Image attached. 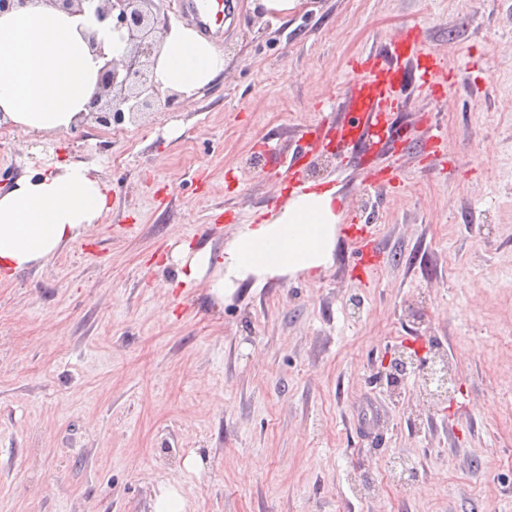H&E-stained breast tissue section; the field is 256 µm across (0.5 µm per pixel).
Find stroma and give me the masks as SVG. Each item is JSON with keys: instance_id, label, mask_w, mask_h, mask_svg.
I'll use <instances>...</instances> for the list:
<instances>
[{"instance_id": "obj_1", "label": "stroma", "mask_w": 512, "mask_h": 512, "mask_svg": "<svg viewBox=\"0 0 512 512\" xmlns=\"http://www.w3.org/2000/svg\"><path fill=\"white\" fill-rule=\"evenodd\" d=\"M406 31L445 73L410 59L388 136L337 145L350 83ZM211 38L224 74L196 98L52 144L100 163L110 208L0 280V512H151L162 486L185 512H512V0H234ZM31 144L0 128L1 188L42 168ZM318 181L342 212L325 274L221 303L178 282V245ZM403 345L448 355L451 401L390 389Z\"/></svg>"}]
</instances>
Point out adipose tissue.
Wrapping results in <instances>:
<instances>
[{"label":"adipose tissue","instance_id":"adipose-tissue-1","mask_svg":"<svg viewBox=\"0 0 512 512\" xmlns=\"http://www.w3.org/2000/svg\"><path fill=\"white\" fill-rule=\"evenodd\" d=\"M89 15L68 14L34 0L0 14V127L44 141L79 128L97 92L106 58L130 51L127 39L98 30L103 54L90 49ZM223 52L192 28L170 26L158 48L153 80L161 91L190 99L224 72ZM109 207L101 168L90 161H56L0 190V275L11 277L88 234ZM341 214L336 188L307 183L281 205L240 225L221 249L183 248L182 280H209L216 300L242 285L280 277H317L334 262Z\"/></svg>","mask_w":512,"mask_h":512}]
</instances>
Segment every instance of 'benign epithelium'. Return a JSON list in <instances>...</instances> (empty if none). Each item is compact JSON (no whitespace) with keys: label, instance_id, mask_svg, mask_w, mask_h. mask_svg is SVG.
<instances>
[{"label":"benign epithelium","instance_id":"7a95c632","mask_svg":"<svg viewBox=\"0 0 512 512\" xmlns=\"http://www.w3.org/2000/svg\"><path fill=\"white\" fill-rule=\"evenodd\" d=\"M69 14L92 15L98 26L127 33L130 52L120 60L105 62L98 74V92L89 105V117L104 127L134 121L158 106L161 92L151 80L154 53L167 26H158L152 11L154 0H46ZM388 377L396 387L410 371H427L425 391L434 395L430 384L443 385L448 376L418 354L401 353L386 364Z\"/></svg>","mask_w":512,"mask_h":512}]
</instances>
